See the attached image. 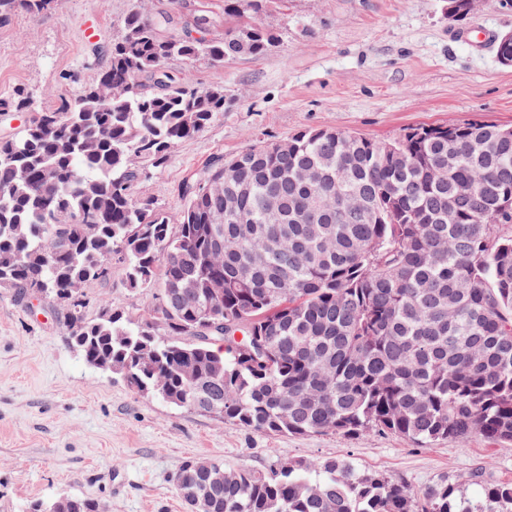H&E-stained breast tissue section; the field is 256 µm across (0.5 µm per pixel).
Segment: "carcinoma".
Listing matches in <instances>:
<instances>
[{
	"label": "carcinoma",
	"instance_id": "obj_1",
	"mask_svg": "<svg viewBox=\"0 0 512 512\" xmlns=\"http://www.w3.org/2000/svg\"><path fill=\"white\" fill-rule=\"evenodd\" d=\"M274 3L224 0L222 40L207 38L204 17L194 36L135 10L76 98L0 102L29 112L0 138V288L59 306L87 365L241 428L391 433L420 448L477 433L512 452V128L428 125L389 142L303 129L286 153L267 141L202 169L177 224L134 196L144 168L224 111L223 90L173 79L168 62L266 54L277 36L249 15ZM447 4L448 22L468 18L467 0ZM59 5L0 0V18ZM231 166L248 183L235 216L206 201ZM220 230L239 247L217 259L208 244ZM279 238L288 252L254 265ZM114 259L129 291L152 293L134 316L93 293ZM226 323L242 340L211 344ZM179 472L197 512H512V481L481 472L476 506L446 479L415 492L335 458L265 470L193 458ZM28 512L104 508L67 497Z\"/></svg>",
	"mask_w": 512,
	"mask_h": 512
}]
</instances>
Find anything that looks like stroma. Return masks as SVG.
<instances>
[{
  "label": "stroma",
  "instance_id": "35a3bbf8",
  "mask_svg": "<svg viewBox=\"0 0 512 512\" xmlns=\"http://www.w3.org/2000/svg\"><path fill=\"white\" fill-rule=\"evenodd\" d=\"M141 5L179 22L206 16L209 37L224 35V0H61L43 20L0 19V100L21 89L46 106L45 89L69 97L93 84L124 17ZM447 11L445 0H280L257 18L279 36L269 53L170 62L172 74L197 88H223L226 104L161 168L144 172L138 197L178 221L185 183L214 157L305 128L390 141L423 125L512 126V67L480 40L487 29L512 32V11L485 0L461 30ZM325 457L416 491L446 476L474 503L482 498L475 471L512 480V454L478 434L418 448L390 433L246 430L171 406L87 366L51 303L0 288V512L67 496L108 512H187L172 482L185 460L263 469L277 459Z\"/></svg>",
  "mask_w": 512,
  "mask_h": 512
}]
</instances>
